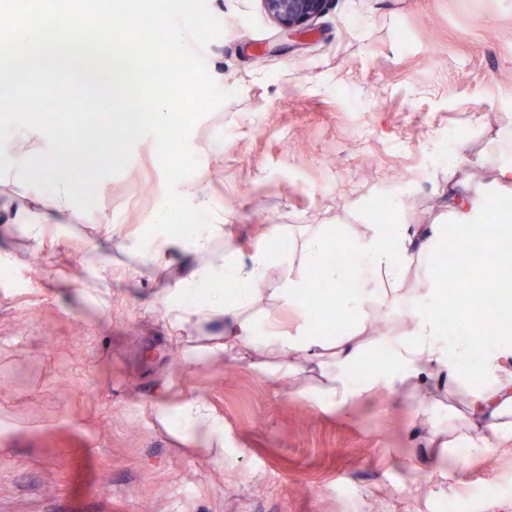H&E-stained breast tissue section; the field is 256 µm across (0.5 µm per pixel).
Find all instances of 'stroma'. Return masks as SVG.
<instances>
[{"label":"stroma","mask_w":512,"mask_h":512,"mask_svg":"<svg viewBox=\"0 0 512 512\" xmlns=\"http://www.w3.org/2000/svg\"><path fill=\"white\" fill-rule=\"evenodd\" d=\"M223 24L203 49L235 95L190 136L193 182L223 225L213 254L291 256L317 232L349 246L390 204L396 223L451 224L458 197L491 191L512 153V0H333L302 38L282 37L261 0H207ZM446 143L443 153L433 151ZM460 184L457 194L449 181ZM166 180L152 139L104 179L91 213L49 227L39 253L0 222V512H512V436L476 452L458 445L430 463L431 425L458 421L447 387L416 398L378 393L329 411L302 383L251 360L201 370L171 339L160 298L180 263L140 279L124 249L153 222ZM0 197L40 211L46 192L17 170ZM112 224L111 241L98 228ZM105 262L109 290L86 277ZM434 267L416 264L381 312L405 335L410 295ZM200 398L224 420L234 459L180 445L153 423L156 389Z\"/></svg>","instance_id":"stroma-1"}]
</instances>
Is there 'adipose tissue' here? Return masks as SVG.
<instances>
[{
	"label": "adipose tissue",
	"instance_id": "obj_1",
	"mask_svg": "<svg viewBox=\"0 0 512 512\" xmlns=\"http://www.w3.org/2000/svg\"><path fill=\"white\" fill-rule=\"evenodd\" d=\"M25 174L34 184L47 186L51 195L48 210L39 214L18 210L13 223L22 225L33 250L42 247L47 225L61 224L73 208L75 193L62 170L60 159L44 158L39 165L27 167ZM496 214L504 223L502 233L481 235L487 214ZM442 225L431 227L429 236L415 238L403 224H374L365 237L352 245L353 261L337 265L325 258V239L312 234L302 242L306 266L318 267L324 298L339 304L351 319L350 325L336 336L318 331L304 314L309 282L292 274L288 257H277L260 250L232 264L198 263L199 255L208 252L214 238L223 236L224 227L210 224L189 237L159 238L151 250H143L139 241L127 244L139 254L144 270L181 259L188 273L175 287L166 289L162 304L164 316L177 332L202 323L218 328L209 343L194 347L191 361L200 367L228 358L242 359L253 351L279 360L283 369L295 374L319 373V391L329 406L347 408L377 390L390 393L430 394L431 383H444L459 389L466 400V424L458 437H448L444 428L432 426L427 442L433 448H452L465 440L476 451L492 448L494 439L512 433V337L495 343L474 346L466 331L449 339L443 320L446 310L455 311L480 304L487 293L512 299L506 289L508 274L487 283L485 288L461 295L442 293L440 284L451 276L449 268L438 269L431 286L410 299L411 328L404 336H385L381 342L387 364L380 370L364 374L358 367L368 331V310L384 304L386 292L378 286L379 277L401 284L407 269L424 263L436 250L444 235ZM460 247L481 239L484 250L512 259V208L500 204L495 193L479 201L460 204L452 229ZM283 272L274 287H265L266 274L272 265ZM277 309L293 307L303 315L294 331L276 329L273 315L255 320L250 310L260 303ZM153 415L157 424L172 432L184 444H201L223 454L228 446L224 422L198 398H186L172 404L156 402Z\"/></svg>",
	"mask_w": 512,
	"mask_h": 512
}]
</instances>
